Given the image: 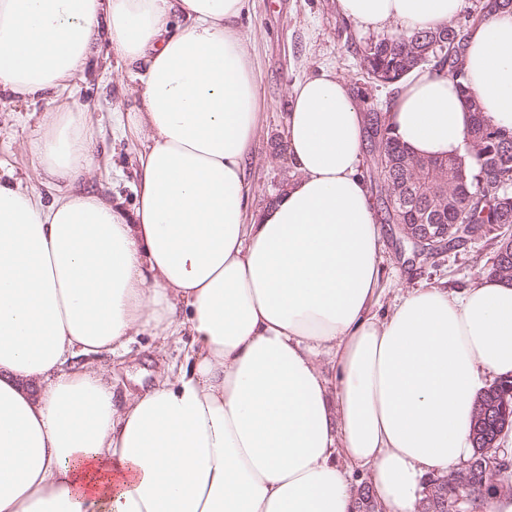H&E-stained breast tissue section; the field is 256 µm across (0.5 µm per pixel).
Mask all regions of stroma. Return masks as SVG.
I'll use <instances>...</instances> for the list:
<instances>
[{"mask_svg":"<svg viewBox=\"0 0 512 512\" xmlns=\"http://www.w3.org/2000/svg\"><path fill=\"white\" fill-rule=\"evenodd\" d=\"M240 24L252 37L261 91L258 131L246 168L252 188L250 210L256 213L274 200L283 180L294 176L287 156L276 158L272 152L284 137L287 91L295 80L334 71L351 82L363 107L377 109L393 101L399 88L369 83L361 51L379 34L342 17L336 0H250V11ZM66 104L85 112L91 134L94 172L76 180L75 189L92 191L132 210L142 139L131 130L118 132L115 113L135 111L140 96L132 73L103 45L94 47L86 72L67 87L32 100L0 98V174L12 172L23 188L44 203L52 202L57 189L40 176L31 144L47 113ZM379 235L384 312L391 310L396 297L423 284L451 293L470 287L486 274L495 256L494 243L484 238L426 257L416 255L397 225L380 224ZM189 343V337L176 336L166 352L159 353L151 337L138 336L127 353L102 360L100 367L112 380L116 405L148 388L158 375L178 372Z\"/></svg>","mask_w":512,"mask_h":512,"instance_id":"1","label":"stroma"}]
</instances>
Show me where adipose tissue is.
Here are the masks:
<instances>
[{"mask_svg": "<svg viewBox=\"0 0 512 512\" xmlns=\"http://www.w3.org/2000/svg\"><path fill=\"white\" fill-rule=\"evenodd\" d=\"M247 3L0 0V95L67 85L104 41L138 67L142 106L116 121L145 142L130 213L0 181V512H355L356 471L378 512H417L423 479L471 453L478 390L512 376V283L415 288L377 314L365 117L335 72L293 83L294 178L249 213ZM466 4L337 0L395 33ZM462 67L511 130L512 12L467 29ZM386 120L412 154L445 158L466 153L473 114L455 80L416 70ZM32 150L58 181L89 173L85 113L45 121ZM184 331L178 375L117 406L94 359Z\"/></svg>", "mask_w": 512, "mask_h": 512, "instance_id": "1", "label": "adipose tissue"}]
</instances>
